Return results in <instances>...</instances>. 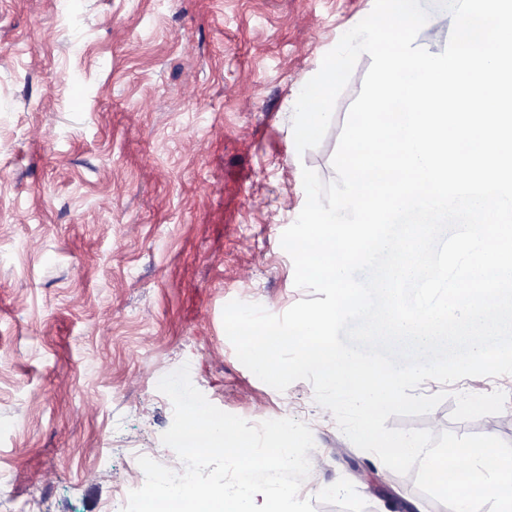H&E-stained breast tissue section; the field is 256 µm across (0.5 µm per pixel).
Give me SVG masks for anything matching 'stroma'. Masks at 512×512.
Returning a JSON list of instances; mask_svg holds the SVG:
<instances>
[{
  "instance_id": "35a3bbf8",
  "label": "stroma",
  "mask_w": 512,
  "mask_h": 512,
  "mask_svg": "<svg viewBox=\"0 0 512 512\" xmlns=\"http://www.w3.org/2000/svg\"><path fill=\"white\" fill-rule=\"evenodd\" d=\"M374 0H0V512H109L175 461L159 380L245 420L306 423L300 494L348 479L365 512H450L357 448L310 382L277 391L238 359L223 310L286 312L283 231L303 168L332 157L372 62L361 55L322 142L298 153L305 83ZM404 430L512 444V375L465 378Z\"/></svg>"
}]
</instances>
